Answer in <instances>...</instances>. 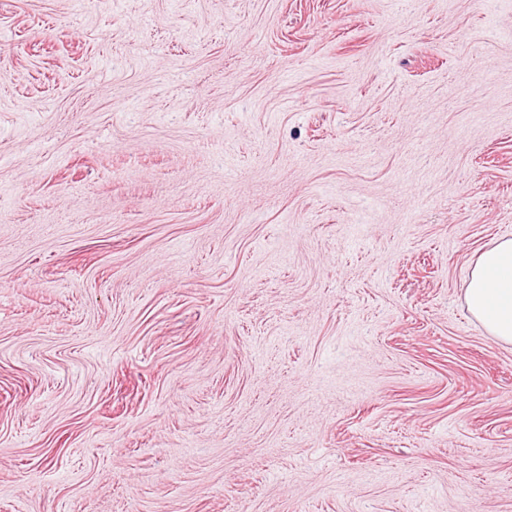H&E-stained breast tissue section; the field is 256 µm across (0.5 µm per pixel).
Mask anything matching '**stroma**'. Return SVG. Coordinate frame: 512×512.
Here are the masks:
<instances>
[{"label": "stroma", "mask_w": 512, "mask_h": 512, "mask_svg": "<svg viewBox=\"0 0 512 512\" xmlns=\"http://www.w3.org/2000/svg\"><path fill=\"white\" fill-rule=\"evenodd\" d=\"M512 0H0V512H512ZM464 301L488 336L512 343V239L498 240L479 253Z\"/></svg>", "instance_id": "obj_1"}]
</instances>
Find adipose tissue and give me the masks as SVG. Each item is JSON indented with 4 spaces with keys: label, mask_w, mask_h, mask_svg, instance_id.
Listing matches in <instances>:
<instances>
[{
    "label": "adipose tissue",
    "mask_w": 512,
    "mask_h": 512,
    "mask_svg": "<svg viewBox=\"0 0 512 512\" xmlns=\"http://www.w3.org/2000/svg\"><path fill=\"white\" fill-rule=\"evenodd\" d=\"M464 301L488 336L512 343V239L498 240L479 253Z\"/></svg>",
    "instance_id": "obj_1"
}]
</instances>
